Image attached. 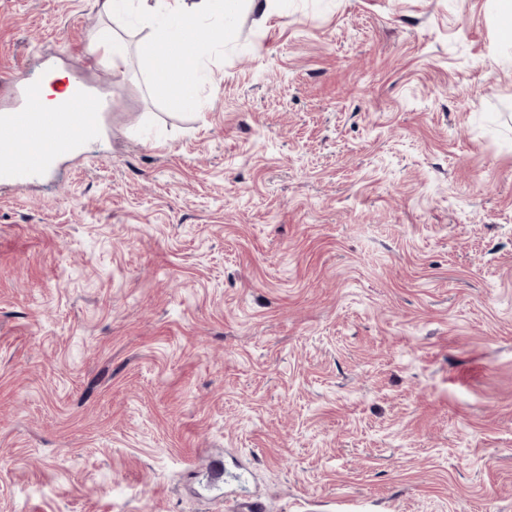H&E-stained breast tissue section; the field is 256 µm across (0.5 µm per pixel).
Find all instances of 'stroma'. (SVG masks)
Returning a JSON list of instances; mask_svg holds the SVG:
<instances>
[{"label": "stroma", "instance_id": "35a3bbf8", "mask_svg": "<svg viewBox=\"0 0 512 512\" xmlns=\"http://www.w3.org/2000/svg\"><path fill=\"white\" fill-rule=\"evenodd\" d=\"M101 23L0 0V74L112 91L0 183V512H512L499 0L240 7L196 112ZM94 50L101 54L113 70L121 69L127 62L128 43L126 39L117 33L111 26L105 27L96 37ZM95 51H86V58L89 65L93 66L96 62Z\"/></svg>", "mask_w": 512, "mask_h": 512}]
</instances>
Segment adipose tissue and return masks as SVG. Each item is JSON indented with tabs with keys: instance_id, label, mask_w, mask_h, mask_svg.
Segmentation results:
<instances>
[{
	"instance_id": "obj_1",
	"label": "adipose tissue",
	"mask_w": 512,
	"mask_h": 512,
	"mask_svg": "<svg viewBox=\"0 0 512 512\" xmlns=\"http://www.w3.org/2000/svg\"><path fill=\"white\" fill-rule=\"evenodd\" d=\"M241 0H96L99 12L109 25L101 30L94 43L112 69L127 62L128 43L111 27L116 19L130 13L146 21L148 38L137 50L151 65L157 87L166 90L176 105L185 111L201 107L199 87L204 79L202 60L206 54L197 34L203 22L216 21L222 32H231L230 16Z\"/></svg>"
}]
</instances>
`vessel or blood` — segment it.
<instances>
[{
    "label": "vessel or blood",
    "instance_id": "obj_1",
    "mask_svg": "<svg viewBox=\"0 0 512 512\" xmlns=\"http://www.w3.org/2000/svg\"><path fill=\"white\" fill-rule=\"evenodd\" d=\"M79 109L61 112L46 109L41 99L40 82L28 81L23 72L0 79V91L15 93L20 103L0 111V141L6 149L0 153V182L24 186L45 172L53 157L72 151L75 143L94 138L101 110L99 97L73 80Z\"/></svg>",
    "mask_w": 512,
    "mask_h": 512
}]
</instances>
